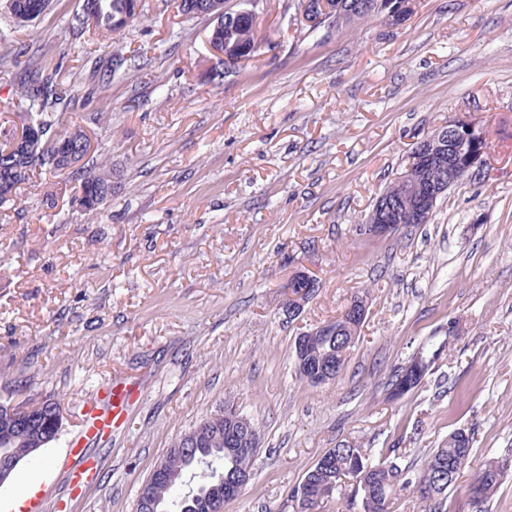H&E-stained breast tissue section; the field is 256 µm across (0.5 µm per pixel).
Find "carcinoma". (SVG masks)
Segmentation results:
<instances>
[{"mask_svg":"<svg viewBox=\"0 0 512 512\" xmlns=\"http://www.w3.org/2000/svg\"><path fill=\"white\" fill-rule=\"evenodd\" d=\"M203 2L200 11L212 19L209 38L214 42L228 41L243 51L256 54L261 49L256 13L250 10L253 0H241L238 8L225 5V0H181L180 11L192 14L197 2ZM336 27L356 24L372 18H387L388 24L399 25L407 17L398 12L389 13L386 0H330ZM50 0H6L9 17L18 28H24L43 15L49 8ZM128 0H79V10L72 21L83 30L121 32L134 18L127 14ZM144 57V49L130 51V55L100 68L102 82L112 81L114 75L125 64L135 65ZM73 85L62 79L60 70L51 71L34 61L29 64L24 79L16 91V111L30 115L34 123L45 129L40 143L41 156L46 164L37 167L14 155L0 153V204L7 202L6 194L13 193L30 181L35 173L57 174L71 171L81 183L82 197L80 209L89 216L98 214L101 206L112 197V163L105 161L77 169L73 165L89 151L91 142L88 135L79 127L67 131L62 136L54 134V128L66 120V113L56 111L58 105H68ZM422 188L409 192L394 183L386 189L391 206L397 211H407L415 207L421 199ZM343 321L336 318L329 322L330 344L326 349H340L348 337L340 329ZM445 342L423 346L412 355L417 362L419 375L416 383H421L432 365L441 354ZM60 404L54 400L42 401L34 412L32 426L14 437L0 436V458L24 459L31 453L47 445V439L57 434L55 420ZM211 423V434L197 444H188L189 435L181 440L187 443L186 451H179L174 444L159 466L168 472V478L144 485L155 503L156 512H202L215 496L224 494V484L237 474L239 468L252 469L254 457L240 458L235 448L224 435V412L206 418ZM464 447L455 448L448 443L436 449L426 467L415 477H410L393 462L374 463L364 451L350 445L340 444L327 451L328 464L324 467H311L305 474L309 493L318 495L319 490L332 484L340 488L344 480L355 481V494L362 496L363 512H390L392 499L399 488L418 489L427 483L436 488V495H443L457 482L456 466L462 458L470 459L471 440L462 441ZM476 478L481 481L483 498H488L502 481L495 462H487Z\"/></svg>","mask_w":512,"mask_h":512,"instance_id":"obj_1","label":"carcinoma"}]
</instances>
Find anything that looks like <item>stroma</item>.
I'll return each mask as SVG.
<instances>
[{
	"label": "stroma",
	"mask_w": 512,
	"mask_h": 512,
	"mask_svg": "<svg viewBox=\"0 0 512 512\" xmlns=\"http://www.w3.org/2000/svg\"><path fill=\"white\" fill-rule=\"evenodd\" d=\"M291 2L260 0L265 47L213 84L209 22L178 0H145L123 32L90 40L68 27L79 0H52L25 29L0 0V38L79 74L68 115L88 160L119 174L94 218L64 174L0 205V400L50 398L62 416L0 488V512L30 484L43 512H135L172 444L227 406L260 443L223 512H296L295 489L338 444L415 472L459 430L470 464L437 512H512V471L481 508L469 492L486 461L512 459V0H417L396 27L313 32ZM143 45L108 88L90 78ZM458 119L487 129L486 163L427 223L372 236L374 202L416 143ZM298 271L319 288L290 321ZM356 295L368 312L342 374L301 379L296 336ZM434 336L449 343L431 373L390 398L393 369ZM113 387L132 393L125 417L71 489L83 407Z\"/></svg>",
	"instance_id": "1"
}]
</instances>
